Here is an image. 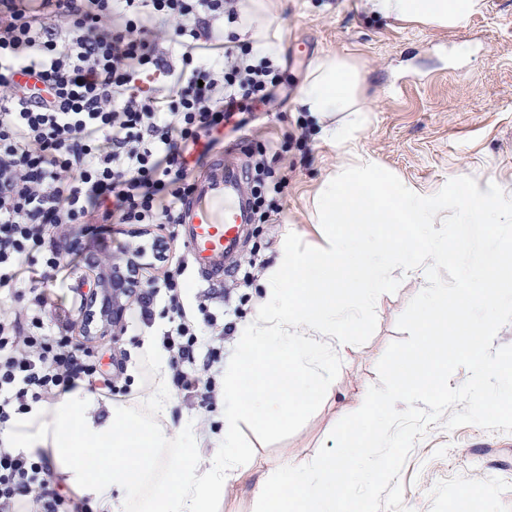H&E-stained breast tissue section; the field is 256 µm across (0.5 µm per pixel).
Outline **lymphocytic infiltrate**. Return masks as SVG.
I'll return each mask as SVG.
<instances>
[{
  "label": "lymphocytic infiltrate",
  "instance_id": "obj_1",
  "mask_svg": "<svg viewBox=\"0 0 512 512\" xmlns=\"http://www.w3.org/2000/svg\"><path fill=\"white\" fill-rule=\"evenodd\" d=\"M240 0H0V429L78 381L113 390L95 352L50 332L40 288L25 267L51 277L63 266L47 228L59 224H176L195 190L193 171L249 102L275 99V53L217 41L212 24L241 21ZM164 85L143 92V77ZM252 205L271 217L268 194L284 180L255 159ZM163 286L177 325L162 345L184 395L210 402L201 328L178 304L177 273ZM47 457L0 445V512H89L50 483Z\"/></svg>",
  "mask_w": 512,
  "mask_h": 512
}]
</instances>
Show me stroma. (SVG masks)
Wrapping results in <instances>:
<instances>
[{
  "label": "stroma",
  "instance_id": "35a3bbf8",
  "mask_svg": "<svg viewBox=\"0 0 512 512\" xmlns=\"http://www.w3.org/2000/svg\"><path fill=\"white\" fill-rule=\"evenodd\" d=\"M243 10L251 27L228 24L224 31L243 42L261 33L275 43L281 90L274 103L259 106L243 129L240 160L248 162L273 144L287 145L278 167L287 174L288 186L274 198L280 210L274 222L247 225L237 260L255 257L272 263L285 243L312 252L329 230L313 222L311 201L327 172L345 156L319 137L309 113L298 105L317 59L328 53L345 59L362 76L358 94L369 112L358 137L359 152L423 192L453 195L467 183L494 179L504 197L512 199V0H485L484 11L463 28L376 17L366 0H245ZM337 230L366 248L387 243L395 249L368 315L348 328L347 346L336 351V387L351 400L378 383L377 362L391 342L404 339L397 320L424 284L405 271L417 252L411 225L341 224ZM52 236L60 243L78 239L86 257L43 284L46 321L54 330L77 327L82 286L92 281L90 260L122 254L131 245L147 247L161 237L168 244L167 260L145 269V282L185 266L184 305L193 309L207 300L211 311L227 314L236 327L226 340L204 337V346L220 348L224 366L236 364L239 337L252 322L263 290L254 278L226 293L227 276L211 277L192 266L182 225H64ZM151 312L146 325L138 312L127 311L123 335L95 345L105 370L118 376L112 402L138 411L152 387L143 375L149 362L143 341L160 336L174 317L164 294ZM174 399L168 431H179L187 416L197 418L202 430L223 427L219 404L204 406L179 392ZM342 416L338 403L317 393L301 417L276 431L242 423L245 461L261 474L283 460H311L321 447H333L330 432ZM400 482L411 512H512V433L429 425Z\"/></svg>",
  "mask_w": 512,
  "mask_h": 512
}]
</instances>
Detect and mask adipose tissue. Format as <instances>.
<instances>
[{
  "label": "adipose tissue",
  "mask_w": 512,
  "mask_h": 512,
  "mask_svg": "<svg viewBox=\"0 0 512 512\" xmlns=\"http://www.w3.org/2000/svg\"><path fill=\"white\" fill-rule=\"evenodd\" d=\"M370 13L396 21L448 28L465 26L481 12L484 0H366ZM362 76L342 58L326 54L314 65L302 88L301 108L309 112L325 140L343 148L345 165L325 178L313 204L321 224H411L424 244L408 270L428 280L432 260L445 246L436 229L444 212L470 224H511L512 205L502 201L497 185H468L456 198L420 193L391 178L356 148L365 123L358 96ZM358 254L368 277L352 305L324 302L350 254ZM388 253L371 254L345 235H328L311 253L283 247L262 282L263 299L256 320L243 335L241 363L249 388L238 384L237 370L224 376V430L211 435L220 452L201 456L199 438H180L162 425L174 406L168 355L153 337L143 343L155 372L145 400L152 412L145 419L124 406H103L79 386L53 403H42L17 415L0 431L6 447L26 455L49 454L54 469L96 512H219L229 481L247 476L239 432L254 420L274 431L306 408L307 375L320 378L326 395L336 393L330 371L336 341L370 304ZM162 456L178 449L175 465L163 479L144 458V449ZM122 491L113 500V491Z\"/></svg>",
  "instance_id": "ef3b65f1"
}]
</instances>
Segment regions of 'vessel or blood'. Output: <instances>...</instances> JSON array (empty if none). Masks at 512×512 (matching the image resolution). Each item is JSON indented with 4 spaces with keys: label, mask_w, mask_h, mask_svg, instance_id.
I'll use <instances>...</instances> for the list:
<instances>
[{
    "label": "vessel or blood",
    "mask_w": 512,
    "mask_h": 512,
    "mask_svg": "<svg viewBox=\"0 0 512 512\" xmlns=\"http://www.w3.org/2000/svg\"><path fill=\"white\" fill-rule=\"evenodd\" d=\"M185 213L189 224L186 243L194 263L220 272L225 258L237 252L241 228L249 221L239 168L219 165L208 180L198 184Z\"/></svg>",
    "instance_id": "b4317fda"
}]
</instances>
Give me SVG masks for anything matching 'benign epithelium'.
Wrapping results in <instances>:
<instances>
[{
  "instance_id": "7a95c632",
  "label": "benign epithelium",
  "mask_w": 512,
  "mask_h": 512,
  "mask_svg": "<svg viewBox=\"0 0 512 512\" xmlns=\"http://www.w3.org/2000/svg\"><path fill=\"white\" fill-rule=\"evenodd\" d=\"M142 249L98 263V274L85 294L80 318L81 333L96 341L118 336L123 330L127 308L142 288Z\"/></svg>"
}]
</instances>
